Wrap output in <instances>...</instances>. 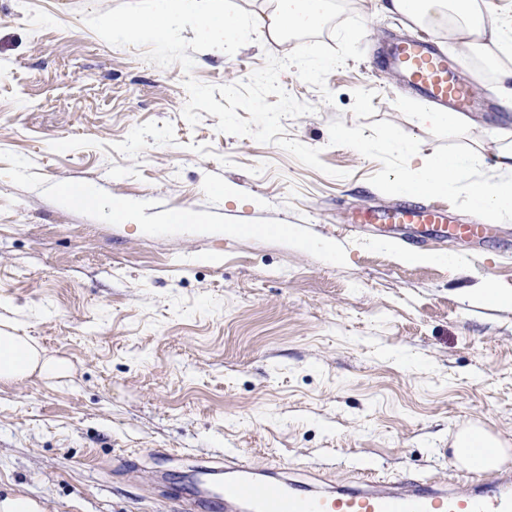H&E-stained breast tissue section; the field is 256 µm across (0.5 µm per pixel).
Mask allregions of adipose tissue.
<instances>
[{
  "label": "adipose tissue",
  "instance_id": "1",
  "mask_svg": "<svg viewBox=\"0 0 512 512\" xmlns=\"http://www.w3.org/2000/svg\"><path fill=\"white\" fill-rule=\"evenodd\" d=\"M329 0H269L256 19L267 34L280 38L286 29H305L322 18ZM390 12L439 30L453 27L466 61L482 60L494 70V89L505 106H512V20L488 11L486 0H389ZM185 21L202 43L222 48L240 43L246 21L203 6L201 0H159L154 23L133 16L122 23L106 22L105 31L120 39L132 34L159 35L170 19ZM404 157L411 169L407 178L394 182L408 193L461 187L478 209L503 222L512 220V131L496 140L493 158H486L481 146L443 156L421 154L407 147ZM488 168V175L471 179L472 171ZM70 370L66 359L47 355L30 337L16 333L10 323L0 324V382H19L31 376L45 380L63 378Z\"/></svg>",
  "mask_w": 512,
  "mask_h": 512
}]
</instances>
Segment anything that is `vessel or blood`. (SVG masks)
Instances as JSON below:
<instances>
[{
	"instance_id": "b4317fda",
	"label": "vessel or blood",
	"mask_w": 512,
	"mask_h": 512,
	"mask_svg": "<svg viewBox=\"0 0 512 512\" xmlns=\"http://www.w3.org/2000/svg\"><path fill=\"white\" fill-rule=\"evenodd\" d=\"M405 83L426 101L467 111L474 96L472 87L455 77L446 55L432 50L427 41L408 36L396 41L384 60ZM356 224H415L424 234L453 239L460 232L482 233L483 225L453 223L445 208L412 203L375 207L356 212ZM223 469L224 486L210 491L204 476ZM472 471L489 474L492 488L482 486L458 492L433 478L416 475L393 482L380 481L376 469H359L355 479L334 484L318 478L296 480L282 468L257 470L241 453L225 454L219 467L202 466V480L178 496L180 512H512V468L487 471L475 463Z\"/></svg>"
}]
</instances>
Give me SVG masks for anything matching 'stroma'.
<instances>
[{
  "instance_id": "obj_1",
  "label": "stroma",
  "mask_w": 512,
  "mask_h": 512,
  "mask_svg": "<svg viewBox=\"0 0 512 512\" xmlns=\"http://www.w3.org/2000/svg\"><path fill=\"white\" fill-rule=\"evenodd\" d=\"M121 2L0 0V314L71 364L60 380L0 385V496L19 489L48 512H179L166 484L227 451L303 476L369 465L465 490L453 444L472 424L512 461V307L471 301L483 279L512 287V223L451 187L415 200L489 225V239L342 232L354 210L404 199L388 187L404 161L382 137L493 155L512 111L491 80L474 86L470 127H418L423 104L380 66L415 24L385 0H348L364 56L328 75L332 103L295 69L279 78L314 107L283 119L285 138L320 149L331 177L218 132L215 116L182 117L186 75L240 82L296 40L197 52L188 74L86 25ZM322 239L335 257L314 249Z\"/></svg>"
}]
</instances>
